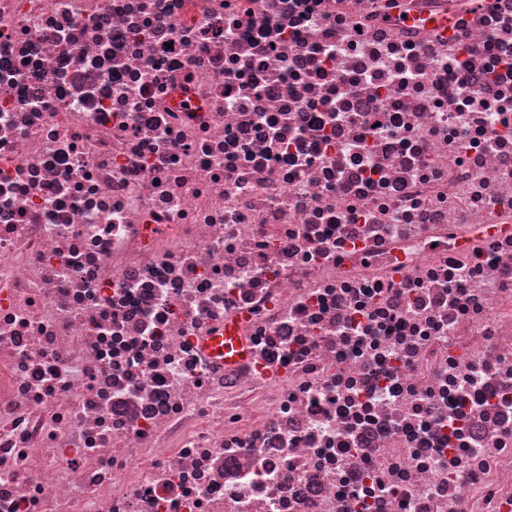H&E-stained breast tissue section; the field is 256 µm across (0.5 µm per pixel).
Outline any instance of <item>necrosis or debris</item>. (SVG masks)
<instances>
[{
    "instance_id": "necrosis-or-debris-1",
    "label": "necrosis or debris",
    "mask_w": 512,
    "mask_h": 512,
    "mask_svg": "<svg viewBox=\"0 0 512 512\" xmlns=\"http://www.w3.org/2000/svg\"><path fill=\"white\" fill-rule=\"evenodd\" d=\"M0 512H512V0H0ZM207 345L213 354L224 357L229 364L240 361L246 355L242 341L231 326L224 328L222 336H212Z\"/></svg>"
}]
</instances>
